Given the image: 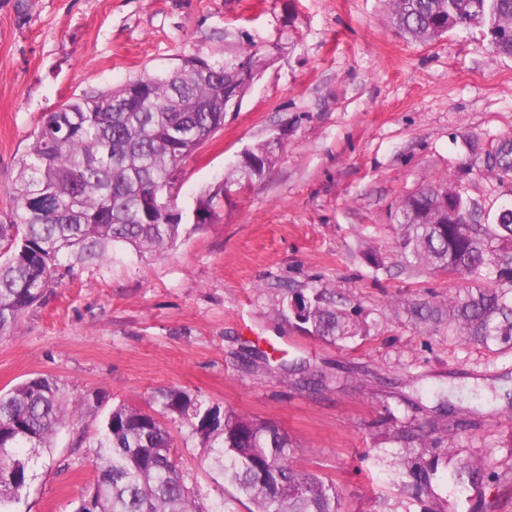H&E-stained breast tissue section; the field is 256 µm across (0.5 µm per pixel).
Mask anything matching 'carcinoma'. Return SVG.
Returning <instances> with one entry per match:
<instances>
[{"label": "carcinoma", "mask_w": 512, "mask_h": 512, "mask_svg": "<svg viewBox=\"0 0 512 512\" xmlns=\"http://www.w3.org/2000/svg\"><path fill=\"white\" fill-rule=\"evenodd\" d=\"M390 22L400 36L432 41L448 27H472L490 37L497 55L512 56V0H390ZM264 55L248 43L228 54H207L209 74L184 59L177 67L145 74L119 89L76 98L45 115L32 142L17 159L11 186L13 209L0 224V337L11 333L24 313L42 303L63 267L104 263L118 248L143 256L162 255L187 234L211 223L221 206L219 191L196 199L172 221L150 201L173 189L184 161L224 125V81L244 61ZM277 143L249 151L251 165H237L241 182L253 169L272 163ZM486 170L512 181V139L484 151ZM448 179L407 196L400 207L398 246L418 272H444L467 282L443 305L428 301L411 308L427 329L443 324L459 340L488 348H512V205L496 211L501 223L485 221L470 197L453 200L455 224H430ZM279 316L299 331L326 342L354 337L363 326L336 307L327 288H288ZM154 401L161 410L119 403L97 429L92 443L80 433L72 447L88 446L96 470L95 492L74 512H224L209 509L179 468L165 420H187L210 443L207 468L229 482L248 512H340L333 482L296 468L294 445L277 425L187 392L168 387ZM99 404V393L71 398L60 383L28 378L0 393V512H16L30 492L38 468L53 456L60 426L76 424ZM448 454L454 453L461 412L444 408ZM501 477L482 460L459 467L456 485L479 489Z\"/></svg>", "instance_id": "1"}]
</instances>
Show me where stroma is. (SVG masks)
Returning <instances> with one entry per match:
<instances>
[{
  "label": "stroma",
  "instance_id": "obj_1",
  "mask_svg": "<svg viewBox=\"0 0 512 512\" xmlns=\"http://www.w3.org/2000/svg\"><path fill=\"white\" fill-rule=\"evenodd\" d=\"M250 42L279 51L184 163L178 204L277 136L270 168L229 186L215 221L165 255L76 267L0 339V391L41 375L73 396H106L60 429L20 512H73L96 476L73 439L93 436L112 405L143 406L167 387L279 425L295 465L334 481L342 512H448L454 467L414 494L406 462L420 448L398 438L419 428L445 452V396L467 410L456 461L512 468V349L410 319L413 303L447 302L465 282L406 269L397 244L401 201L442 178L487 208L512 201V181L481 158L512 136V56L493 54L479 30L406 40L390 27L389 0H0V220L45 114ZM289 285L335 289L366 335L329 344L289 328L278 315ZM282 362L325 386H298L276 372ZM168 428L202 502L247 512L229 483L207 479L192 428Z\"/></svg>",
  "mask_w": 512,
  "mask_h": 512
}]
</instances>
